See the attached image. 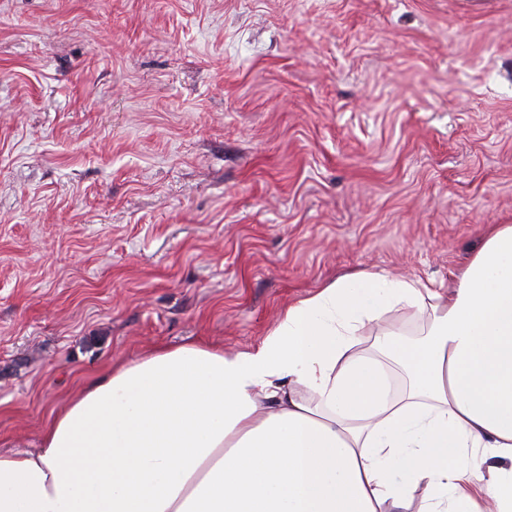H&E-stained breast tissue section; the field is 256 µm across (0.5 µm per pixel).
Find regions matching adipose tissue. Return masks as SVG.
<instances>
[{"label":"adipose tissue","mask_w":512,"mask_h":512,"mask_svg":"<svg viewBox=\"0 0 512 512\" xmlns=\"http://www.w3.org/2000/svg\"><path fill=\"white\" fill-rule=\"evenodd\" d=\"M430 309L419 343L384 329ZM404 367L396 392L389 363ZM512 512V225L451 288L360 271L254 349L159 347L84 384L34 448L0 450V512Z\"/></svg>","instance_id":"obj_1"}]
</instances>
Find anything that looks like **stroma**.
I'll list each match as a JSON object with an SVG mask.
<instances>
[{"label":"stroma","instance_id":"stroma-1","mask_svg":"<svg viewBox=\"0 0 512 512\" xmlns=\"http://www.w3.org/2000/svg\"><path fill=\"white\" fill-rule=\"evenodd\" d=\"M512 224V0H0V448Z\"/></svg>","mask_w":512,"mask_h":512}]
</instances>
